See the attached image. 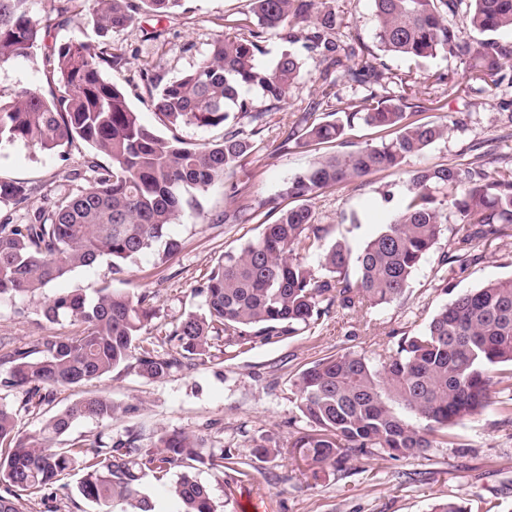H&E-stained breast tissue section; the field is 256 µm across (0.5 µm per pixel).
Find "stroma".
I'll list each match as a JSON object with an SVG mask.
<instances>
[{
  "label": "stroma",
  "mask_w": 512,
  "mask_h": 512,
  "mask_svg": "<svg viewBox=\"0 0 512 512\" xmlns=\"http://www.w3.org/2000/svg\"><path fill=\"white\" fill-rule=\"evenodd\" d=\"M336 15L337 38L364 52H376L377 21L372 0H325ZM251 0H187L185 9L166 18L141 14L126 29L112 34L113 53L122 55L123 66L107 77L126 92L141 122L168 138L178 135L192 144L221 140L223 128L186 126L171 131L148 105L141 79L143 70L156 69L164 78L190 70L220 35L241 37L255 27ZM389 78L384 94L395 98L409 93L419 103L420 119L436 124L452 123L447 136L410 158L403 171L383 170L363 184L327 190L316 198L318 223L325 225L324 244L345 242L352 251L390 222L407 193V170L439 164L471 161L472 146L482 145L498 165L512 166V82L495 87L469 82L458 57L441 54L415 62L402 57L384 59ZM49 68L43 50L32 61L0 65V94L10 95L21 86L36 85L50 91ZM318 58L306 57L299 78L290 86L283 109L269 112L263 132L265 142L280 138L295 115L314 112L326 117L337 100L362 103L370 96L366 85L335 76L324 83ZM448 75L459 86L449 92L436 82ZM387 134L361 123L349 128L343 143L314 144L285 154L267 150L250 156L245 164L253 198L275 196L282 184L308 168L318 157L376 145ZM88 145L80 143L67 152L46 156L24 145L0 149V180L19 181L37 187L30 206L38 208L41 196L54 191L78 192L86 188L83 176ZM203 215L185 211L174 228L181 250L166 262L147 254L126 264L123 274L112 275L106 262L79 269L54 282L47 295L80 291L94 294L103 281L113 288L146 293L158 313L147 330L154 348L174 351L165 333L184 314L201 311L204 299L197 288L227 251L244 247L263 230L264 215L240 224L216 222L215 217L233 209L235 202L225 185L217 184L202 197ZM454 228L444 235L415 271L407 292L396 301L346 313L331 308L320 324L296 336L259 341L245 351L227 347L218 339L212 359L202 365H184L159 381L141 377L126 366L79 387L54 391L40 412L27 411L23 396L9 392L20 433L39 430L44 416L56 412L82 395L101 392L122 408L111 423L84 420L76 423L71 437L91 439L103 431L113 436L134 430L151 437L159 429L183 431L203 437L212 452L232 449L246 458L244 474L199 467L196 475L208 485L218 512H431L443 499L469 501L472 512H512V414L501 412L502 393L492 385L493 404L482 414L456 426L449 442L426 455L393 459L383 454L354 456L347 472L327 467L312 475L303 462L290 459L284 450L307 428L294 404V376L312 362L348 351L372 353L392 349L401 337L425 329L434 313L452 295L512 277V239L471 253L467 269L444 263ZM42 298L0 303V340L20 346L42 336L62 335L69 323H48ZM282 448L277 457H258L257 444ZM80 475L71 472L55 487L49 503L32 497L30 512H98L77 492Z\"/></svg>",
  "instance_id": "1"
}]
</instances>
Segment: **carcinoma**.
<instances>
[{
    "instance_id": "cac0c4a2",
    "label": "carcinoma",
    "mask_w": 512,
    "mask_h": 512,
    "mask_svg": "<svg viewBox=\"0 0 512 512\" xmlns=\"http://www.w3.org/2000/svg\"><path fill=\"white\" fill-rule=\"evenodd\" d=\"M32 0H0V64L29 60L77 9L102 42L78 37L47 46L54 88L45 96L21 87L0 99V147L17 143L52 155L77 140L106 156L86 161L90 186L77 193L44 196L30 212L34 188L0 180V302L34 298L58 278L111 260V272L164 243L163 254L180 248L173 235L182 212L204 214L198 195L218 181L229 183L239 201L217 216L239 224L260 209L275 220L237 252L222 255L199 287L203 312H189L168 331L180 353L161 354L144 342L156 317L146 294H130L103 282L95 295L73 291L47 297V321H69L78 329L45 336L0 355V390L22 389L39 408L57 388L88 383L130 363L145 379L156 381L183 366L185 355L204 360L212 341L224 337L242 350L256 339L296 336L317 324L333 305L357 312L368 302L389 304L410 288L413 274L445 231L448 213L457 219L446 259L463 263L476 247L512 238V170L490 167L477 156L462 167L439 165L409 174L408 194L393 220L357 254L336 241L321 248L324 228L315 223L311 201L329 188L354 183L386 169L401 170L449 131L445 124L413 119L418 105L407 97L371 95L359 109L338 107L317 120L302 112L276 150L287 152L311 143L343 140L355 121L390 132L378 145L318 158L285 182L265 201L252 198L247 183L232 181L244 161L260 150L267 113L285 103L298 78L302 57L286 50L271 67L257 61L265 34L279 31L285 41L302 42L324 64L323 77L339 71L347 81L379 85L383 63L341 47L336 15L324 9L311 16L314 0H253L260 29L235 39L217 37L189 71L166 80L146 75L150 106L170 129L194 125L223 127L222 140L188 145L164 138L140 123L125 94L105 77L123 58L107 39L128 27L142 11L168 15L184 0H52L41 23L31 14ZM380 51L412 60L440 53L463 60L468 80L497 85L512 76V0H471L466 27L482 35L467 41L449 25L457 0H372ZM311 22L305 36L295 25ZM267 102L253 109L249 93ZM248 118L245 130L239 119ZM297 205L280 208V201ZM315 258L317 266L309 263ZM355 273H349L350 268ZM512 279L489 282L455 295L426 328L404 336L397 348L368 356L346 352L321 358L298 373L295 403L310 430L292 443L293 453L311 468L343 471L352 454L384 453L415 458L434 447L437 436L491 405L496 382L512 390ZM120 410L112 399L89 393L47 417L38 432L21 436L15 411L0 397V512H28L25 497L54 488L60 476L81 473L79 494L105 512H154L142 494L140 473L186 471L173 487L180 512H217L210 488L192 473L199 465L242 473L243 458L230 449L214 454L202 438L161 430L146 444L136 432L94 441L61 440L84 419L110 420Z\"/></svg>"
}]
</instances>
